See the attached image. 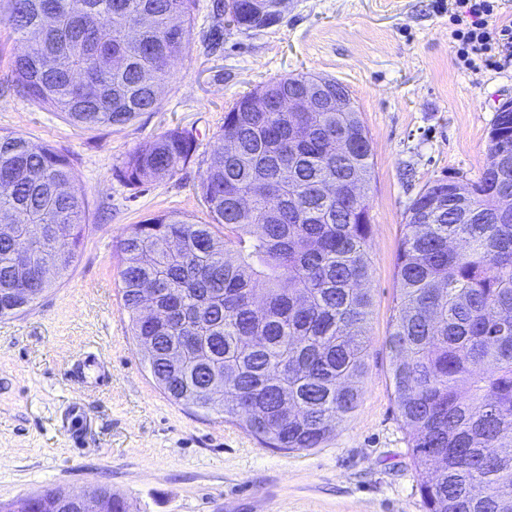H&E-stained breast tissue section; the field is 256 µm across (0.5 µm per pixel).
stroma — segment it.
Here are the masks:
<instances>
[{
  "label": "stroma",
  "mask_w": 512,
  "mask_h": 512,
  "mask_svg": "<svg viewBox=\"0 0 512 512\" xmlns=\"http://www.w3.org/2000/svg\"><path fill=\"white\" fill-rule=\"evenodd\" d=\"M197 0L191 47L175 61L158 111L87 131L16 95L22 46L0 24V129L67 155L88 208L70 275L27 312L0 318V502L104 485L134 512H426L389 383L385 338L407 210L433 181L477 179L488 163L512 69L460 64L438 0H288L280 23L224 30ZM299 72L349 91L371 139L370 345L358 407L320 447L278 451L238 424L169 399L143 363L123 307L119 241L130 225L178 212L206 220L197 185L224 114L244 92ZM199 149L177 176L141 191L121 178L127 154L171 128ZM100 355L85 374L87 353Z\"/></svg>",
  "instance_id": "35a3bbf8"
}]
</instances>
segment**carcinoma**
Returning a JSON list of instances; mask_svg holds the SVG:
<instances>
[{
  "label": "carcinoma",
  "instance_id": "carcinoma-1",
  "mask_svg": "<svg viewBox=\"0 0 512 512\" xmlns=\"http://www.w3.org/2000/svg\"><path fill=\"white\" fill-rule=\"evenodd\" d=\"M196 0H0V22L28 50L11 87L81 129L122 127L158 109V89L190 44ZM259 0H214L241 32L274 26ZM297 73L255 87L224 113L221 148L197 185L210 221L159 213L120 241L124 309L158 351L174 402L237 422L279 451L317 448L361 397L369 346L372 153L357 112H282ZM198 150L178 127L124 161L125 182L171 179ZM489 161L459 183L460 205L430 185L408 208L396 314L385 344L397 409L426 512H512V112H498ZM69 158L0 130V317L26 311L13 289L56 255L71 271L85 206ZM172 315L141 322L140 288ZM196 336L182 364L163 351ZM224 369L213 393L204 370Z\"/></svg>",
  "mask_w": 512,
  "mask_h": 512
}]
</instances>
